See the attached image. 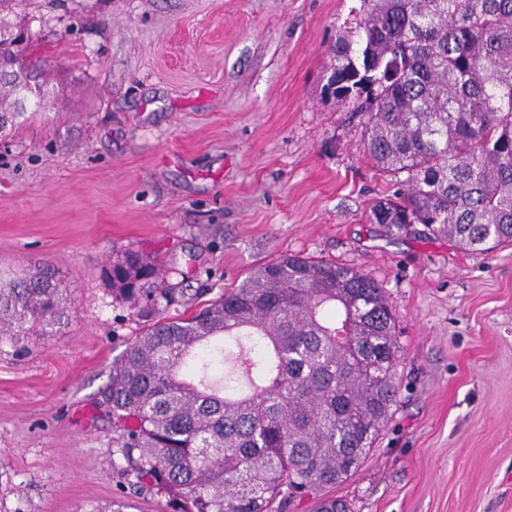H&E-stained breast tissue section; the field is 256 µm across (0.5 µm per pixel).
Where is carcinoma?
I'll list each match as a JSON object with an SVG mask.
<instances>
[{"instance_id":"carcinoma-1","label":"carcinoma","mask_w":512,"mask_h":512,"mask_svg":"<svg viewBox=\"0 0 512 512\" xmlns=\"http://www.w3.org/2000/svg\"><path fill=\"white\" fill-rule=\"evenodd\" d=\"M326 97L364 120V145L396 190L369 223L415 224L461 249L512 244V0H360L336 38ZM0 81V136L26 111ZM148 326L112 362L103 404L139 487L173 512H346L330 490L363 463L396 404L400 346L383 286L362 270L286 255L187 318L157 308L158 260L105 271ZM70 297L43 267L0 284V335L46 336ZM235 343L244 386L194 364Z\"/></svg>"}]
</instances>
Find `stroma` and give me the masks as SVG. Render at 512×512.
Returning a JSON list of instances; mask_svg holds the SVG:
<instances>
[{
	"label": "stroma",
	"instance_id": "stroma-1",
	"mask_svg": "<svg viewBox=\"0 0 512 512\" xmlns=\"http://www.w3.org/2000/svg\"><path fill=\"white\" fill-rule=\"evenodd\" d=\"M359 0H5L44 94L0 138V278L55 270L52 336L0 340V512H161L100 407L144 321L104 277L158 256L164 315L295 253L386 289L402 348L392 417L333 491L351 512H512V245L468 252L368 223L388 177L324 97Z\"/></svg>",
	"mask_w": 512,
	"mask_h": 512
}]
</instances>
